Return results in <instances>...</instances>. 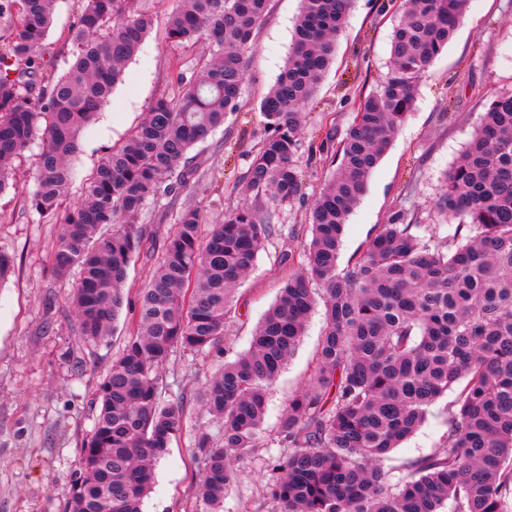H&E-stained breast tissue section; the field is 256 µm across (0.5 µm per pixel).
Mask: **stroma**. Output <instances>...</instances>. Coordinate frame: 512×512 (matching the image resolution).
Instances as JSON below:
<instances>
[{
    "label": "stroma",
    "mask_w": 512,
    "mask_h": 512,
    "mask_svg": "<svg viewBox=\"0 0 512 512\" xmlns=\"http://www.w3.org/2000/svg\"><path fill=\"white\" fill-rule=\"evenodd\" d=\"M175 5L176 0H139V9L152 15L153 26L126 63L110 103L83 133L79 177L92 171L107 148L122 142L158 99L176 93L177 74H190L199 49L176 46L167 38ZM80 8L81 0H59L43 46L61 71L71 59L69 29ZM300 9L301 0H269L268 13L248 49L241 108L190 152L206 172L190 199L208 223H222L225 214L245 201L238 182L265 136L258 99L284 68ZM398 16L390 0H354L336 42V60L306 110L299 136L302 200L273 207L275 230L238 287L221 353L179 349L161 369L162 397L184 396L187 422L156 466L155 485L143 512H205L197 496L203 463L193 438L205 430L217 441L221 430L202 412L198 394L224 362L249 348L255 326L276 299L289 260H301L311 238L306 213L331 171L325 151L345 137L354 120V101L376 91L387 74L389 37ZM509 88L512 0H469L462 22L419 83L414 111L397 129L347 219L340 268L351 265L377 226L399 207L419 224L421 237L445 236L435 209L443 173L480 124L485 103ZM35 170L36 153L30 150L17 162L20 191L0 197V247L16 256L14 275L0 285V512H61L80 468L81 446L94 426L97 389L130 337L121 317L106 342L79 341L70 288L48 270L57 227L31 213L26 198ZM181 205L176 199L166 209L152 208L140 217L148 250L130 265L129 296H136L148 279ZM324 326V305L319 302L294 355L266 389L267 413L257 446L250 457L234 462L236 477L222 512H273L266 484L283 447L281 421L289 399L308 384ZM456 394L449 389L431 407L425 423L389 453L386 469L402 474L406 462L443 446L448 407Z\"/></svg>",
    "instance_id": "1"
}]
</instances>
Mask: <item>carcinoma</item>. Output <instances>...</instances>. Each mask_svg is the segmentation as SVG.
Here are the masks:
<instances>
[{
  "instance_id": "carcinoma-1",
  "label": "carcinoma",
  "mask_w": 512,
  "mask_h": 512,
  "mask_svg": "<svg viewBox=\"0 0 512 512\" xmlns=\"http://www.w3.org/2000/svg\"><path fill=\"white\" fill-rule=\"evenodd\" d=\"M58 0H0V195L13 163L40 141L30 210L58 225L51 272L67 279L77 335L98 343L124 304L128 268L143 247L137 216L199 182L190 150L240 108L245 53L269 0H177L168 38L200 40L179 91L159 99L141 124L108 148L70 203L80 138L111 100L125 64L152 26L136 0H82L69 30L72 62L60 75L40 53ZM354 0H303L285 69L263 96L267 136L243 176V196L271 205L302 196L295 164L302 113L332 62ZM469 0H407L390 38V69L363 97L339 143L338 165L310 210L311 240L250 347L226 362L199 395L223 429L216 446L194 436L204 463L198 497L220 507L234 479L229 458L256 448L266 387L292 356L317 292L325 328L307 388L281 422L286 450L267 493L279 512H512V89L493 95L436 200L448 223L441 241L398 208L346 270L338 265L349 214L412 111L420 78L448 44ZM270 213L237 208L206 224L186 206L168 233L147 284L128 305L134 333L100 384L94 428L62 512H142L155 467L186 423L184 398L161 399L159 369L181 348L220 349L235 311L234 287L271 234ZM15 255L0 248V283ZM464 383L448 409L444 447L384 470L388 453L425 421L429 408Z\"/></svg>"
}]
</instances>
